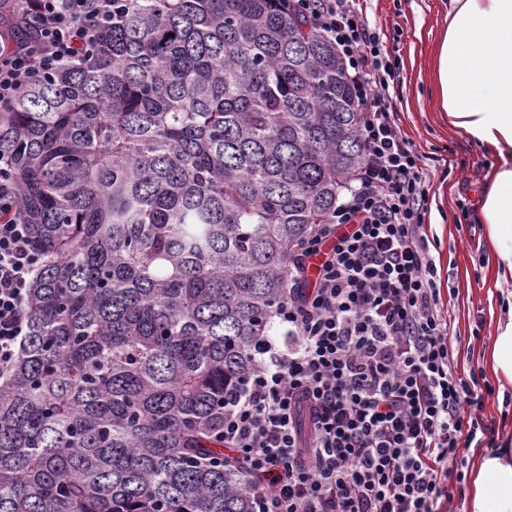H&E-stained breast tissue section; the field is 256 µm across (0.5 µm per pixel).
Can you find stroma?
<instances>
[{
    "instance_id": "obj_1",
    "label": "stroma",
    "mask_w": 512,
    "mask_h": 512,
    "mask_svg": "<svg viewBox=\"0 0 512 512\" xmlns=\"http://www.w3.org/2000/svg\"><path fill=\"white\" fill-rule=\"evenodd\" d=\"M360 5L384 55L399 63L389 92L401 130L419 154L455 161L451 171L431 175L426 222L437 240L432 253L442 269L459 357L494 389L474 415L494 429L495 447L512 452V385L495 375L490 359L497 324L507 316L503 296L512 292V280L498 281L487 227L475 218L495 157L449 127L426 92L443 28V0H360Z\"/></svg>"
}]
</instances>
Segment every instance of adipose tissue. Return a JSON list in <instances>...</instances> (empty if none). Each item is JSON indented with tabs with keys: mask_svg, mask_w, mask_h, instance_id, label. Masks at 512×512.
<instances>
[{
	"mask_svg": "<svg viewBox=\"0 0 512 512\" xmlns=\"http://www.w3.org/2000/svg\"><path fill=\"white\" fill-rule=\"evenodd\" d=\"M436 53L432 97L449 125L488 149L478 215L486 224L495 270L512 276V0H450ZM469 512H512V459L479 454Z\"/></svg>",
	"mask_w": 512,
	"mask_h": 512,
	"instance_id": "ef3b65f1",
	"label": "adipose tissue"
}]
</instances>
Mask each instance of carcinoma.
<instances>
[{"label":"carcinoma","instance_id":"1","mask_svg":"<svg viewBox=\"0 0 512 512\" xmlns=\"http://www.w3.org/2000/svg\"><path fill=\"white\" fill-rule=\"evenodd\" d=\"M98 42L0 111L42 257L0 512H255L224 397L361 173L353 86L285 0H128Z\"/></svg>","mask_w":512,"mask_h":512}]
</instances>
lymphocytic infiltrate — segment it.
<instances>
[{"label": "lymphocytic infiltrate", "mask_w": 512, "mask_h": 512, "mask_svg": "<svg viewBox=\"0 0 512 512\" xmlns=\"http://www.w3.org/2000/svg\"><path fill=\"white\" fill-rule=\"evenodd\" d=\"M128 0H0V109L93 51ZM335 46L355 91L365 165L328 223L297 247L274 312L287 344L260 339L245 388L224 405V458L247 474L255 512H448L462 449L493 431L471 408L491 395L459 363L424 202L428 169L390 101L396 77L359 0H296ZM33 25L18 41L19 24ZM0 156V372L27 334L39 256Z\"/></svg>", "instance_id": "obj_1"}]
</instances>
